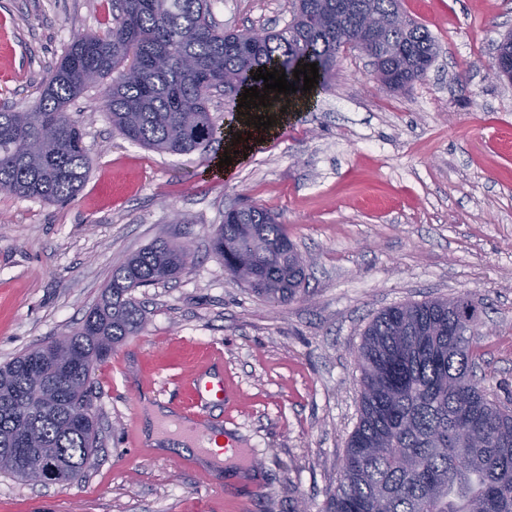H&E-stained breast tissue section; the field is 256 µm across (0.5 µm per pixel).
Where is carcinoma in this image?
I'll return each mask as SVG.
<instances>
[{
    "instance_id": "cac0c4a2",
    "label": "carcinoma",
    "mask_w": 512,
    "mask_h": 512,
    "mask_svg": "<svg viewBox=\"0 0 512 512\" xmlns=\"http://www.w3.org/2000/svg\"><path fill=\"white\" fill-rule=\"evenodd\" d=\"M107 33L82 34L21 109L0 110V185L10 193L63 201L83 186L90 160L69 104L111 78L104 95L112 130L172 154L206 152L217 137L208 104L224 92L230 110L244 90L243 72H285L298 91L297 64L317 63L319 77L336 66L342 45L363 39L358 13L402 14L401 0H294L284 28L258 36L222 32L211 0H114ZM367 50L396 92L422 79L419 64L435 57L427 29L403 18ZM212 251L227 272L269 302L285 303L305 288V264L284 225L265 208L224 214ZM182 247L158 240L112 271L101 302L72 333L0 366V473L29 482L8 463L22 448L43 472L72 471L95 455L96 418L75 403L93 399L92 372L114 347L138 335L145 313L132 292L178 275ZM475 306L463 297L411 302L382 310L356 351L360 417L327 512H512V406L491 397L476 376L470 337Z\"/></svg>"
}]
</instances>
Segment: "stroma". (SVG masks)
Listing matches in <instances>:
<instances>
[{
	"label": "stroma",
	"mask_w": 512,
	"mask_h": 512,
	"mask_svg": "<svg viewBox=\"0 0 512 512\" xmlns=\"http://www.w3.org/2000/svg\"><path fill=\"white\" fill-rule=\"evenodd\" d=\"M438 53L389 93L358 51L340 52L327 89L218 175L221 151L159 153L114 134L101 87L71 102L92 166L69 201L0 193V365L75 330L128 255L189 244L177 278L134 295L144 329L93 379L98 447L81 481L0 474V512H325L359 422L354 353L383 309L467 298L481 327L477 375L512 402V83L492 79L512 0H401ZM224 31L284 28L293 0H212ZM112 0H0V108L36 96ZM276 214L305 260L306 291L285 304L234 280L212 252L229 208ZM223 360L210 364L212 352ZM213 365L232 397L208 408L216 435L252 455L207 460L189 443L129 450L146 403L180 411L175 389Z\"/></svg>",
	"instance_id": "1"
}]
</instances>
